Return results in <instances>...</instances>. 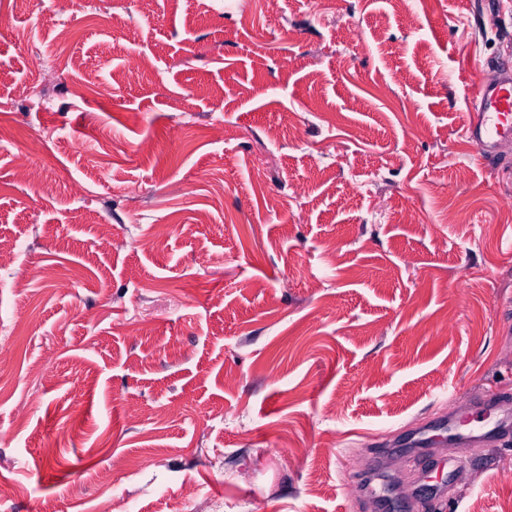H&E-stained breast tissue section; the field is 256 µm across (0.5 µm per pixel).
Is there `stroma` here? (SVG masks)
Masks as SVG:
<instances>
[{
	"label": "stroma",
	"instance_id": "35a3bbf8",
	"mask_svg": "<svg viewBox=\"0 0 512 512\" xmlns=\"http://www.w3.org/2000/svg\"><path fill=\"white\" fill-rule=\"evenodd\" d=\"M506 57L512 0H0V512H382V449L512 512V443L403 463L512 394ZM470 142L482 156L496 155L502 145L512 144V65L503 63L491 79L478 82L471 94ZM406 464L416 470L419 473L424 472H430V471H436L442 475L445 473V477L448 476V478L451 476V473L453 472L454 467L456 466L458 461H442L434 459L431 456L423 455L419 452H409L406 453L404 456Z\"/></svg>",
	"mask_w": 512,
	"mask_h": 512
}]
</instances>
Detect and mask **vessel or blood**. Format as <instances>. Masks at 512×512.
I'll use <instances>...</instances> for the list:
<instances>
[{
	"label": "vessel or blood",
	"mask_w": 512,
	"mask_h": 512,
	"mask_svg": "<svg viewBox=\"0 0 512 512\" xmlns=\"http://www.w3.org/2000/svg\"><path fill=\"white\" fill-rule=\"evenodd\" d=\"M471 119L467 132L482 155H496L502 145L512 144V64H502L493 78L478 82L471 94ZM455 437L463 450L486 442L512 439V410L501 408L500 398L469 400L458 409ZM433 439L432 428H424L416 440V451L406 453V464L424 473L453 471L455 464L421 454Z\"/></svg>",
	"instance_id": "b4317fda"
}]
</instances>
